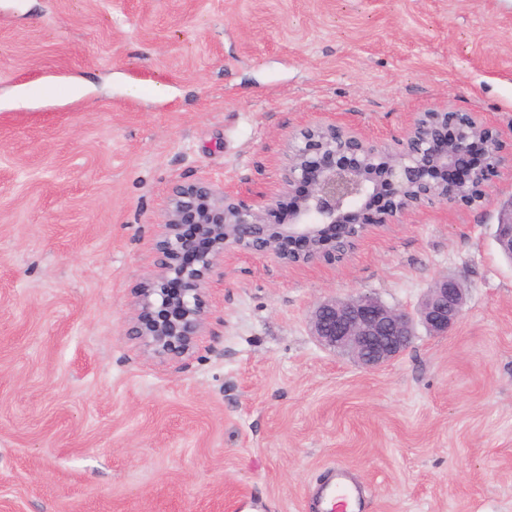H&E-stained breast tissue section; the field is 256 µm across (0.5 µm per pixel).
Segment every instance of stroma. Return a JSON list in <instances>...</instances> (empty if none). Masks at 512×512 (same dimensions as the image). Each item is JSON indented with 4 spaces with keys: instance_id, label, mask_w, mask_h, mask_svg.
I'll list each match as a JSON object with an SVG mask.
<instances>
[{
    "instance_id": "1",
    "label": "stroma",
    "mask_w": 512,
    "mask_h": 512,
    "mask_svg": "<svg viewBox=\"0 0 512 512\" xmlns=\"http://www.w3.org/2000/svg\"><path fill=\"white\" fill-rule=\"evenodd\" d=\"M72 78L92 91L68 106L0 107V512H311L338 466L365 512H512V262L495 240L512 179L336 263L225 254L183 360L127 334L175 185L284 209L302 128L391 144L443 106L512 146V0H0V93L65 97ZM446 275L466 290L458 323L386 366L310 334L319 300L412 312Z\"/></svg>"
}]
</instances>
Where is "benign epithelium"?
<instances>
[{
	"mask_svg": "<svg viewBox=\"0 0 512 512\" xmlns=\"http://www.w3.org/2000/svg\"><path fill=\"white\" fill-rule=\"evenodd\" d=\"M502 132L478 115L448 107L416 114L403 140L386 145L336 124L309 127L288 145L280 186L294 200L287 224L270 223L256 208L207 182L178 185L169 196L156 243V273L139 289L128 335L165 362L190 356L207 319V290L224 254L272 255L290 265L340 261L366 232L436 204L483 202L493 178L512 176ZM467 170L461 180L448 173ZM194 224L208 239L194 251L183 234ZM496 236L512 254V204L501 210ZM196 252L192 262L184 256ZM464 288L437 279L416 312L390 307L370 294L319 301L311 334L325 349L377 369L398 358L416 324L446 336L462 315Z\"/></svg>",
	"mask_w": 512,
	"mask_h": 512,
	"instance_id": "1",
	"label": "benign epithelium"
}]
</instances>
